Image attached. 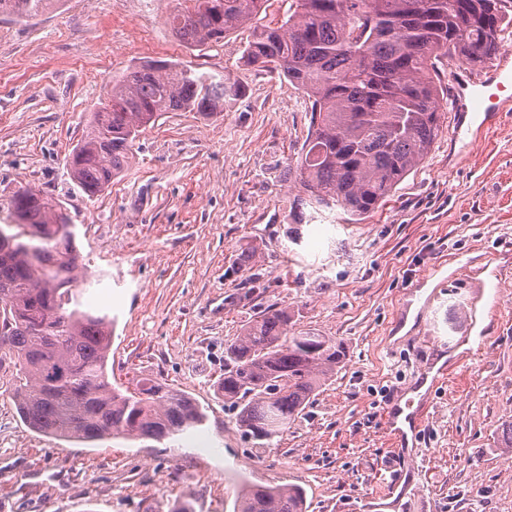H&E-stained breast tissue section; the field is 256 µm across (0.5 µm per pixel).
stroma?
Listing matches in <instances>:
<instances>
[{
    "instance_id": "1",
    "label": "stroma",
    "mask_w": 512,
    "mask_h": 512,
    "mask_svg": "<svg viewBox=\"0 0 512 512\" xmlns=\"http://www.w3.org/2000/svg\"><path fill=\"white\" fill-rule=\"evenodd\" d=\"M177 0H58L0 18V225L11 196L47 195L75 226L93 275L86 307L112 319L113 381L153 375L208 408L174 440L58 441L31 430L0 362V499L7 512H235L241 488L297 484L308 512H370L398 472L384 403L439 346L485 333L479 358H448L402 483L383 512H512V105L468 153L452 133L460 61L437 64L440 130L416 171L358 221L301 222L295 167L308 98L278 72L244 65L246 28L189 47L165 23ZM230 73L242 94L203 117L170 112L142 131L129 167L87 197L66 158L113 77L145 61ZM493 280L469 326L465 274ZM429 300L407 332L410 296ZM294 329L341 341L347 357L272 445L247 438L217 394L224 345L267 307Z\"/></svg>"
}]
</instances>
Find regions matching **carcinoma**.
I'll return each mask as SVG.
<instances>
[{"mask_svg":"<svg viewBox=\"0 0 512 512\" xmlns=\"http://www.w3.org/2000/svg\"><path fill=\"white\" fill-rule=\"evenodd\" d=\"M47 2L0 0V16L29 19ZM191 2L167 24L200 47L250 23L268 0ZM505 25L512 0H293L280 25L253 28L242 60L279 71L307 96L300 186L310 204L355 218L378 208L430 152L440 128L436 61L486 67ZM241 93L228 76L184 63L129 67L69 154L72 181L89 197L106 190L147 126L168 112L216 115ZM11 213L14 223L0 226V357L17 361L21 419L38 433L85 442H160L203 425L206 408L161 378L112 385V319L82 309L73 225L32 190L13 196ZM292 327L288 309L269 307L224 345L217 393L258 441L287 430L344 363L336 339ZM236 512H308L306 493L248 486Z\"/></svg>","mask_w":512,"mask_h":512,"instance_id":"1","label":"carcinoma"}]
</instances>
